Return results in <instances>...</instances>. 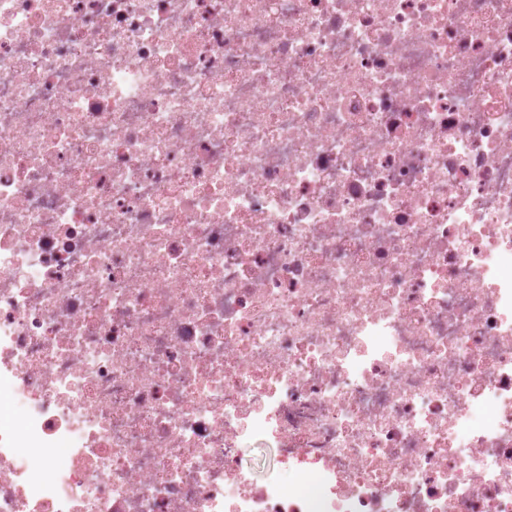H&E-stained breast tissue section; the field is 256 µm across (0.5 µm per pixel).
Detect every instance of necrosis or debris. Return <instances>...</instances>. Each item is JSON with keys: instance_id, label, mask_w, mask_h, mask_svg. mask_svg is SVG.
Masks as SVG:
<instances>
[{"instance_id": "1", "label": "necrosis or debris", "mask_w": 512, "mask_h": 512, "mask_svg": "<svg viewBox=\"0 0 512 512\" xmlns=\"http://www.w3.org/2000/svg\"><path fill=\"white\" fill-rule=\"evenodd\" d=\"M0 387V512H512V0H0Z\"/></svg>"}]
</instances>
